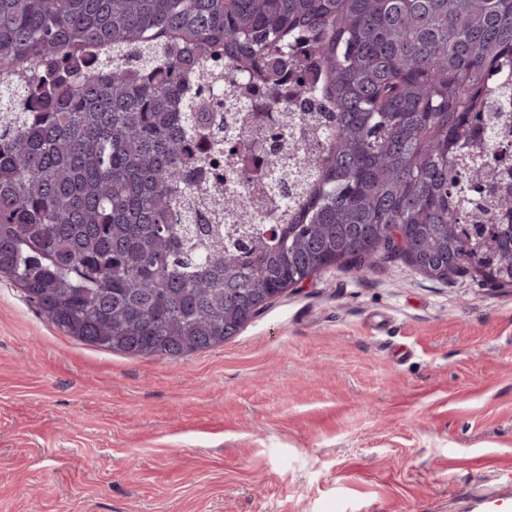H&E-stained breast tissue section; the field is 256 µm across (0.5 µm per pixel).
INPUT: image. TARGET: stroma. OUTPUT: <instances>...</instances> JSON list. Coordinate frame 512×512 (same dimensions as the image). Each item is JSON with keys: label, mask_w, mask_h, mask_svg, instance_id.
I'll return each instance as SVG.
<instances>
[{"label": "stroma", "mask_w": 512, "mask_h": 512, "mask_svg": "<svg viewBox=\"0 0 512 512\" xmlns=\"http://www.w3.org/2000/svg\"><path fill=\"white\" fill-rule=\"evenodd\" d=\"M512 495V288L331 267L185 357L77 341L0 276V512H479Z\"/></svg>", "instance_id": "35a3bbf8"}]
</instances>
